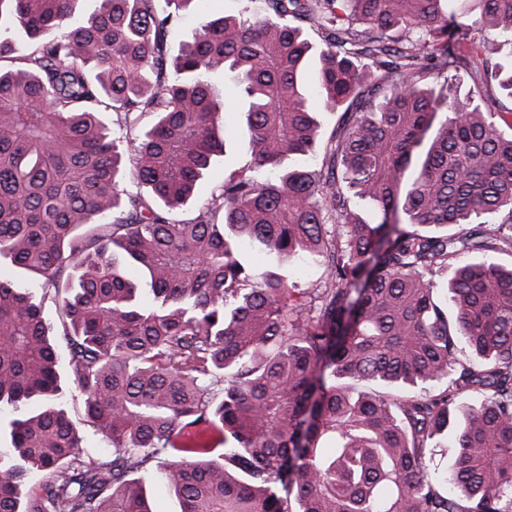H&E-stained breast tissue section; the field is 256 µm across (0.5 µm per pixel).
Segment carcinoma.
<instances>
[{
    "label": "carcinoma",
    "instance_id": "1",
    "mask_svg": "<svg viewBox=\"0 0 512 512\" xmlns=\"http://www.w3.org/2000/svg\"><path fill=\"white\" fill-rule=\"evenodd\" d=\"M77 2L0 0V263L62 317L50 334L0 279V512H152L148 476L181 512H512V265L489 257L512 254V0H265L203 22L170 70L176 14L99 0L75 24ZM228 73L251 163L179 219L225 155ZM59 342L110 454L60 406ZM213 83L216 89L221 93L224 100V115L226 122L232 123L235 128L245 125V113L239 95L233 88L230 78L223 75L214 77ZM225 84V89H224ZM288 269L300 282L302 288H322L324 286L323 269L314 263L291 261Z\"/></svg>",
    "mask_w": 512,
    "mask_h": 512
}]
</instances>
